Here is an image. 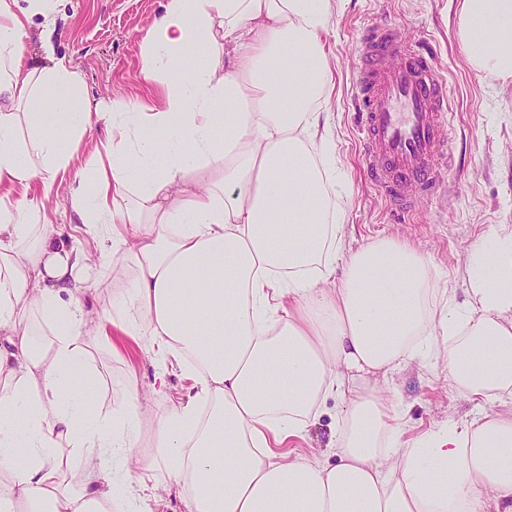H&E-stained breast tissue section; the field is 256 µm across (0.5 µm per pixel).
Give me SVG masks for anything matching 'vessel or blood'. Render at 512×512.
Masks as SVG:
<instances>
[{
    "label": "vessel or blood",
    "instance_id": "vessel-or-blood-1",
    "mask_svg": "<svg viewBox=\"0 0 512 512\" xmlns=\"http://www.w3.org/2000/svg\"><path fill=\"white\" fill-rule=\"evenodd\" d=\"M353 95L368 178L390 207L412 212L436 196L450 154L448 80L439 63L395 24L372 23L356 45Z\"/></svg>",
    "mask_w": 512,
    "mask_h": 512
}]
</instances>
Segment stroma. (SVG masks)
<instances>
[{
	"label": "stroma",
	"instance_id": "1",
	"mask_svg": "<svg viewBox=\"0 0 512 512\" xmlns=\"http://www.w3.org/2000/svg\"><path fill=\"white\" fill-rule=\"evenodd\" d=\"M163 0H58L55 21L42 17L27 25L25 57L29 66L63 59L82 72L91 106L108 108L113 99H148L150 86L141 73V38L160 14ZM396 23L404 35L426 37L449 79L452 113V163L442 195L417 201L413 215L387 208L369 183L353 123L352 82L356 71V41L364 25ZM456 0H343L327 36L334 55L332 135L336 162L345 178L347 194L343 246L355 250L373 240L398 238L409 243L430 265L433 283L464 302L466 255L492 230L512 228V81L502 83L473 69L458 37ZM70 179L56 183L47 213L66 245L94 252L95 244L82 231L68 208ZM119 355L99 349L96 366L109 388L89 385L91 411L116 406L119 387L136 380L146 396L144 431H152L173 401L185 396L192 381L177 366L166 373L164 394H152L156 368L146 339L115 336ZM442 360L431 357L411 362L388 374L379 386L395 403L406 437L434 424L470 420L481 412H508L512 401L492 399L475 404L454 390L441 372Z\"/></svg>",
	"mask_w": 512,
	"mask_h": 512
}]
</instances>
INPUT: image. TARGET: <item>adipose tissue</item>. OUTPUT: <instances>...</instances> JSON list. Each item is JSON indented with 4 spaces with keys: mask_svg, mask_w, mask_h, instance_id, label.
Instances as JSON below:
<instances>
[{
    "mask_svg": "<svg viewBox=\"0 0 512 512\" xmlns=\"http://www.w3.org/2000/svg\"><path fill=\"white\" fill-rule=\"evenodd\" d=\"M27 2L0 0V185L27 190L0 197V512H145L136 483L156 499L187 490V512H512V415L408 439L365 385L439 336L457 392L512 399V231L469 253L461 306L407 243L344 250L324 110L340 0H164L142 37L156 99L108 112L65 60L24 69L27 19L55 13ZM458 15L470 64L512 79V0H458ZM42 101L55 124L29 112ZM100 121L104 157L72 169ZM66 173L96 253L66 246L47 216ZM103 265L123 280L86 308ZM112 329L149 338L155 394L172 360L196 381L151 435L135 382L118 410L85 411ZM332 398L331 446L287 451Z\"/></svg>",
    "mask_w": 512,
    "mask_h": 512,
    "instance_id": "obj_1",
    "label": "adipose tissue"
}]
</instances>
